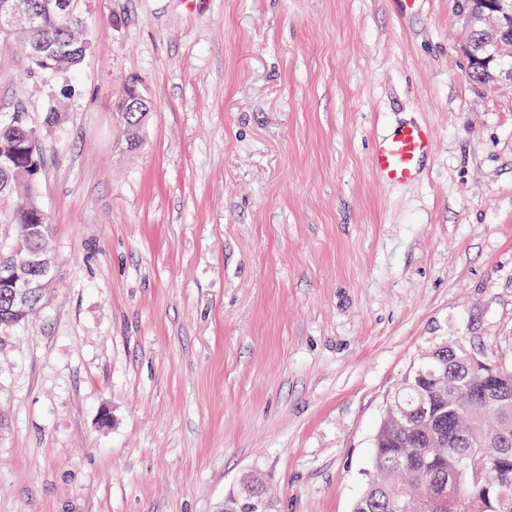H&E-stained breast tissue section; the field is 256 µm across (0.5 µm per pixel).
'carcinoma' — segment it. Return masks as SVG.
I'll list each match as a JSON object with an SVG mask.
<instances>
[{"instance_id":"obj_1","label":"carcinoma","mask_w":512,"mask_h":512,"mask_svg":"<svg viewBox=\"0 0 512 512\" xmlns=\"http://www.w3.org/2000/svg\"><path fill=\"white\" fill-rule=\"evenodd\" d=\"M20 14H37L36 29L0 27V40H21L27 47L28 71L60 74L75 70L92 48L84 22L46 6V0H12ZM130 144L141 142L151 109L135 89L118 103ZM45 144L28 118L0 115V223L15 227V240L0 248V264L28 258L44 249L49 224L37 194ZM39 293L20 312L12 291L0 288V330L24 322L36 310ZM471 367L459 344L436 348L412 367L394 392L373 445V473L354 512H395L403 497L413 512H439L431 492L440 479L447 483L444 512H512V447L500 448L502 435L512 438V400L495 406L477 403L465 385ZM468 455L485 468L474 483L471 474L454 473L457 455ZM507 473L511 484H500ZM262 484L249 479L238 495L224 500V512H267Z\"/></svg>"}]
</instances>
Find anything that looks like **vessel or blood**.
<instances>
[{"mask_svg":"<svg viewBox=\"0 0 512 512\" xmlns=\"http://www.w3.org/2000/svg\"><path fill=\"white\" fill-rule=\"evenodd\" d=\"M434 155L431 128L424 123H405L375 138L369 166L379 181L402 186L418 181Z\"/></svg>","mask_w":512,"mask_h":512,"instance_id":"b4317fda","label":"vessel or blood"}]
</instances>
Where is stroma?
Here are the masks:
<instances>
[{
    "label": "stroma",
    "instance_id": "obj_1",
    "mask_svg": "<svg viewBox=\"0 0 512 512\" xmlns=\"http://www.w3.org/2000/svg\"><path fill=\"white\" fill-rule=\"evenodd\" d=\"M83 10L73 73L0 46V114L48 146L56 266L0 331V512H224L247 474L269 512H353L420 358L512 370V84L472 79L455 0ZM408 122L433 164L383 185L372 142ZM119 115L131 145L140 144L151 109L133 88H127L118 103Z\"/></svg>",
    "mask_w": 512,
    "mask_h": 512
}]
</instances>
